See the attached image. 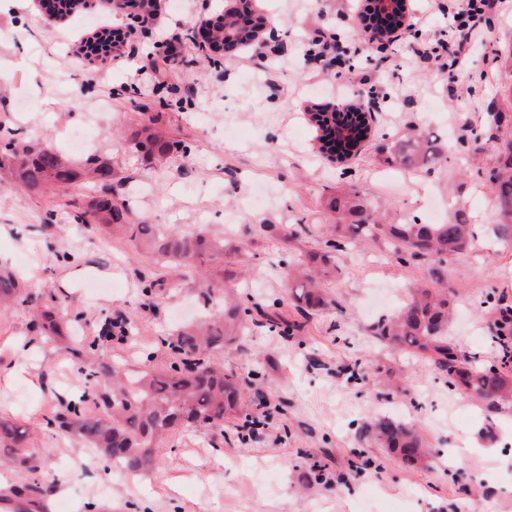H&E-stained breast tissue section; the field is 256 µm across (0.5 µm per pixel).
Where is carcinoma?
I'll list each match as a JSON object with an SVG mask.
<instances>
[{
    "instance_id": "cac0c4a2",
    "label": "carcinoma",
    "mask_w": 512,
    "mask_h": 512,
    "mask_svg": "<svg viewBox=\"0 0 512 512\" xmlns=\"http://www.w3.org/2000/svg\"><path fill=\"white\" fill-rule=\"evenodd\" d=\"M406 0H392L387 15L394 26L408 23ZM238 8L224 11L213 23L215 34L210 55L230 54L242 43L258 39L273 23L264 14L253 15L252 25L242 24ZM310 120L318 128L322 153L332 154L342 140L350 153L359 152L372 136L371 121L365 118L363 99L350 100L349 111L338 115L319 106L310 110ZM502 112L487 113L484 144L491 149L493 164L483 171L482 183L493 196L500 216L497 234L512 235V134L501 127ZM5 140L0 150V171L21 184L31 194H44L68 185L91 183L99 188L89 201H73V219L96 224L108 233H119L132 246L145 250L154 260V272L144 278V294L158 295L166 276L176 270L206 278L204 265L226 254H239L233 241L215 239L205 231L184 233L176 229L145 224L131 218L130 208L112 198V160L91 154L80 165L72 163L49 143L27 144L16 139L14 129L1 125ZM133 149L145 156L177 155L185 158L190 147L182 141L164 140L148 126L135 131ZM444 145L419 131L399 136L381 149V161L404 172L429 170L441 163ZM337 222L329 225L320 248L291 262L289 278L296 285L291 298L297 313L293 319L279 311L281 301L250 302L220 284L208 282L203 293L205 304H217L220 315L195 325L183 326L164 340L169 359L156 362L153 354L142 358V369L130 378L120 368L96 360L98 343L85 342L71 349L80 360L89 386L77 400L47 417L46 427L79 436L98 455L103 467L111 463L139 476L164 459L163 443L178 432L195 426L227 423L246 432L258 421V413L268 419L271 410H280L249 392L262 381L254 371L242 378L216 362L217 356L248 335L251 327L265 326L279 336H294L304 329V320L326 305L321 283L336 278V257L356 241L379 243L400 264H442L448 258L470 250L474 245L473 224L459 210L444 224L412 220L394 224L379 210L369 189L352 185L327 202ZM34 307L32 329L51 342H64L71 336L65 319L67 305L50 300L33 305L25 285L9 269H0V312L15 307ZM492 333L502 345L498 360L476 366L449 338L448 325L455 313L454 295L441 286V277L423 282L392 315L372 323L371 336L379 343L397 346L428 361L446 379L448 388L479 401L490 410L512 408V313L507 304L494 302ZM29 430L10 418L0 417V465H12L27 475L26 481L0 496L2 502L17 503L16 512H42L49 488L40 479L39 466L27 452ZM365 441L386 449L390 459L416 469L429 456V448L414 424L384 414L362 427Z\"/></svg>"
}]
</instances>
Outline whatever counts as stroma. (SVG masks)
<instances>
[{
	"label": "stroma",
	"instance_id": "1",
	"mask_svg": "<svg viewBox=\"0 0 512 512\" xmlns=\"http://www.w3.org/2000/svg\"><path fill=\"white\" fill-rule=\"evenodd\" d=\"M224 6L193 0L190 10L160 11L130 38L136 60L82 68L69 23L48 22L34 0H0V120L21 140L50 143L76 162L85 154L70 149L65 134L90 125L94 150L112 160L113 191L133 215L185 232L203 225L238 242L250 254L249 272L227 285L256 300H288L283 263L323 238L333 221L326 202L341 187L369 188L394 222L444 223L452 206L464 207L477 238L441 267L458 296L448 336L477 364L497 360L482 303L492 292L512 302V239L495 236V206L476 175L491 152L476 151L474 138L487 112L512 116V9L482 20L483 41L459 70L409 60V44L424 34L416 26L377 49L354 29L346 0H261L276 18L278 53L212 63L190 35L197 18ZM320 29L336 32L346 64L325 69L310 56ZM167 37L181 49L176 64L158 78L140 73L147 55H164ZM371 87L381 100L376 136L344 165L328 163L312 148L308 110ZM143 123L163 139L185 141L189 157L136 153L130 139ZM413 126L444 136L446 162L415 173L381 163L378 148ZM96 193L89 183L43 196L0 188V265L33 294L65 299L78 339H98V360L132 375L142 352L164 360L163 338L195 320L202 282L169 274L165 292L145 306L138 273L150 269V258L72 219L69 201ZM299 219L309 231L297 240L260 231ZM338 262L343 273L326 288L333 304L312 315L302 335L255 327L222 358L243 376L263 369V390L287 403V422L268 423L246 443L219 427L185 429L171 438L163 465L131 481L103 472L76 436L42 430L58 398L85 389L86 379L54 344L19 352L31 336L26 308L0 317V415L31 429L28 447L51 489L50 512H512V409L463 398L428 360L370 334L378 317L429 278L430 266L397 264L372 245L349 247ZM120 315L131 323L129 337L104 339L108 320ZM354 363L370 375L391 374L393 387L347 381L340 369ZM383 414L415 424L429 444L419 469L386 462L382 449L360 440L359 428ZM316 461L326 466L320 481Z\"/></svg>",
	"mask_w": 512,
	"mask_h": 512
}]
</instances>
